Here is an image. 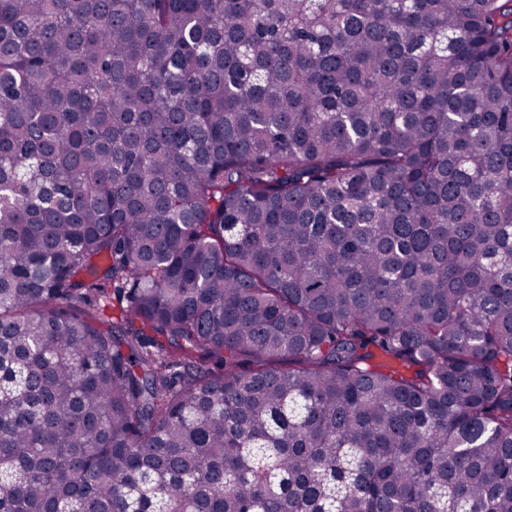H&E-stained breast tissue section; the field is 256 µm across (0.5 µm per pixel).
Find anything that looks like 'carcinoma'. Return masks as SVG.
Returning a JSON list of instances; mask_svg holds the SVG:
<instances>
[{"label": "carcinoma", "mask_w": 512, "mask_h": 512, "mask_svg": "<svg viewBox=\"0 0 512 512\" xmlns=\"http://www.w3.org/2000/svg\"><path fill=\"white\" fill-rule=\"evenodd\" d=\"M0 512H512V0H0Z\"/></svg>", "instance_id": "obj_1"}]
</instances>
